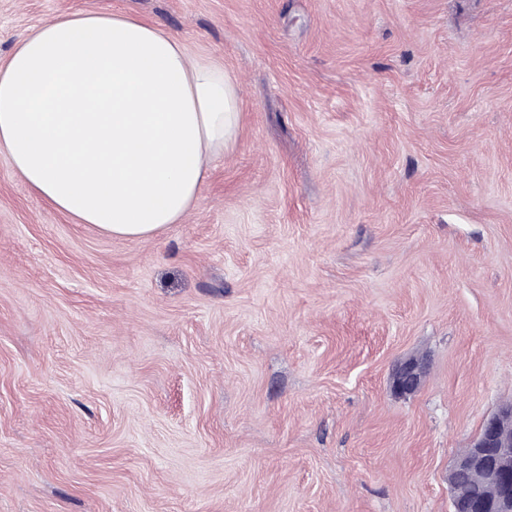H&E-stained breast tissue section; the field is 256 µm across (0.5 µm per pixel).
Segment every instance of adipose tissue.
I'll return each instance as SVG.
<instances>
[{
	"label": "adipose tissue",
	"instance_id": "obj_1",
	"mask_svg": "<svg viewBox=\"0 0 512 512\" xmlns=\"http://www.w3.org/2000/svg\"><path fill=\"white\" fill-rule=\"evenodd\" d=\"M238 112L223 66L120 14L43 25L0 69V154L54 208L120 238L183 219Z\"/></svg>",
	"mask_w": 512,
	"mask_h": 512
}]
</instances>
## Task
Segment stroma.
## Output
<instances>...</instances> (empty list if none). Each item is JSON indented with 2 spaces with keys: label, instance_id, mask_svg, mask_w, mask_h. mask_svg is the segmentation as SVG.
I'll use <instances>...</instances> for the list:
<instances>
[{
  "label": "stroma",
  "instance_id": "obj_1",
  "mask_svg": "<svg viewBox=\"0 0 512 512\" xmlns=\"http://www.w3.org/2000/svg\"><path fill=\"white\" fill-rule=\"evenodd\" d=\"M101 10L223 65L238 133L136 239L0 156V512H449L512 400V0H0V67ZM425 372L426 365L422 359L404 361L392 375V392L399 396L415 393L421 385Z\"/></svg>",
  "mask_w": 512,
  "mask_h": 512
}]
</instances>
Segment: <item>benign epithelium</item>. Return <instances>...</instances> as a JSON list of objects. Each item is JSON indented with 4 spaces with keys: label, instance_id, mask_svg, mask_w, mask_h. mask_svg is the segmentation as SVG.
Masks as SVG:
<instances>
[{
    "label": "benign epithelium",
    "instance_id": "obj_1",
    "mask_svg": "<svg viewBox=\"0 0 512 512\" xmlns=\"http://www.w3.org/2000/svg\"><path fill=\"white\" fill-rule=\"evenodd\" d=\"M426 372L421 359H409L401 363L392 375L391 390L405 396L415 393ZM512 412V403H504L490 415L474 439L473 452L454 461L459 468H480L490 479L499 483L498 504L500 512H512V428L502 424L501 419ZM450 512H485L483 500L472 497L461 500L456 494L450 497Z\"/></svg>",
    "mask_w": 512,
    "mask_h": 512
}]
</instances>
